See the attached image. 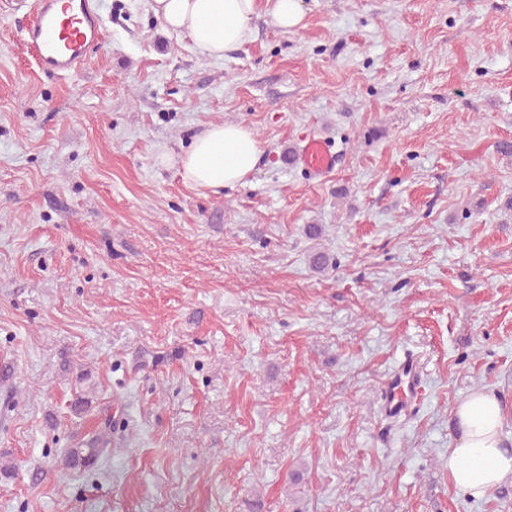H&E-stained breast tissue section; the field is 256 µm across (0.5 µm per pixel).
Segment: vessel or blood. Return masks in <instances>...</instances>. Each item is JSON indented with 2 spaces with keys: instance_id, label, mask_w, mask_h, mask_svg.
I'll return each instance as SVG.
<instances>
[{
  "instance_id": "obj_1",
  "label": "vessel or blood",
  "mask_w": 512,
  "mask_h": 512,
  "mask_svg": "<svg viewBox=\"0 0 512 512\" xmlns=\"http://www.w3.org/2000/svg\"><path fill=\"white\" fill-rule=\"evenodd\" d=\"M35 18L25 32L43 73L66 77L75 73L103 40L95 0H36ZM294 160L311 178L320 179L336 166V153L324 139L309 138L296 149ZM420 370L414 360L404 361L386 384L384 407L397 414L405 408V390L417 387Z\"/></svg>"
}]
</instances>
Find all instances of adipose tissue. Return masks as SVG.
<instances>
[{
    "label": "adipose tissue",
    "instance_id": "ef3b65f1",
    "mask_svg": "<svg viewBox=\"0 0 512 512\" xmlns=\"http://www.w3.org/2000/svg\"><path fill=\"white\" fill-rule=\"evenodd\" d=\"M154 16L170 31L186 36L192 48L209 59L248 41L250 22L265 10L271 23L290 31L301 25L300 0H149ZM262 153L254 133L238 123L205 126L178 154L176 166L185 184L219 193L246 181ZM458 436L445 466L454 487L473 499L512 480V450L503 436L505 413L498 397L476 390L454 409Z\"/></svg>",
    "mask_w": 512,
    "mask_h": 512
}]
</instances>
